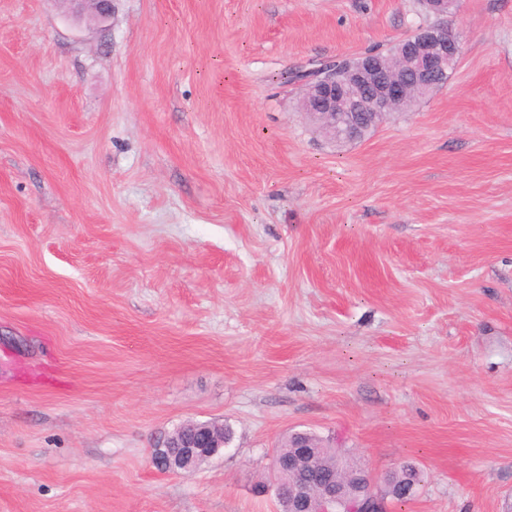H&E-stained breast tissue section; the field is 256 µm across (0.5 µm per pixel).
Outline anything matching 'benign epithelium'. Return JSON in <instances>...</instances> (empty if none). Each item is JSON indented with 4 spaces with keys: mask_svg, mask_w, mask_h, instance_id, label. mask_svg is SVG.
I'll list each match as a JSON object with an SVG mask.
<instances>
[{
    "mask_svg": "<svg viewBox=\"0 0 512 512\" xmlns=\"http://www.w3.org/2000/svg\"><path fill=\"white\" fill-rule=\"evenodd\" d=\"M75 13L91 9L101 21L112 12V0H68ZM427 11L437 18L448 15L456 0H423ZM462 43L455 33L440 24L419 26L398 40L392 54L396 65L378 51L346 59L340 70L322 65L313 75L296 80L303 87L301 110L318 125L332 142L341 145L357 140L360 126L385 120L406 109L412 89L429 92L448 82L456 68ZM228 442L211 423L194 426V436L176 442L167 439L152 449L153 462L169 473H190L214 458ZM364 499L350 512H384L381 495L375 492L372 474ZM312 481L299 480L285 489L275 485L281 512H336L344 504L338 485L311 487Z\"/></svg>",
    "mask_w": 512,
    "mask_h": 512,
    "instance_id": "7a95c632",
    "label": "benign epithelium"
}]
</instances>
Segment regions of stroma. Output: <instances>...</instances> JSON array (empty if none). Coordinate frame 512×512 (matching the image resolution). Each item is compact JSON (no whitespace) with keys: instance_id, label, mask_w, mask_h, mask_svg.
<instances>
[{"instance_id":"obj_1","label":"stroma","mask_w":512,"mask_h":512,"mask_svg":"<svg viewBox=\"0 0 512 512\" xmlns=\"http://www.w3.org/2000/svg\"><path fill=\"white\" fill-rule=\"evenodd\" d=\"M420 0H0V512H278L332 440L387 512H512V0L442 88L339 148L286 81ZM189 421L229 447L151 450ZM193 428L194 436L189 440L173 442L168 438L152 448L153 462L169 473H190L220 454L229 443L212 423L197 424ZM172 443L176 445L172 446ZM170 448L178 449L172 452ZM421 481V472L415 465L410 463L402 464L386 476L387 486L390 490L385 489L384 495L391 494L393 499L405 501L413 495ZM412 488V492L407 495V491Z\"/></svg>"}]
</instances>
